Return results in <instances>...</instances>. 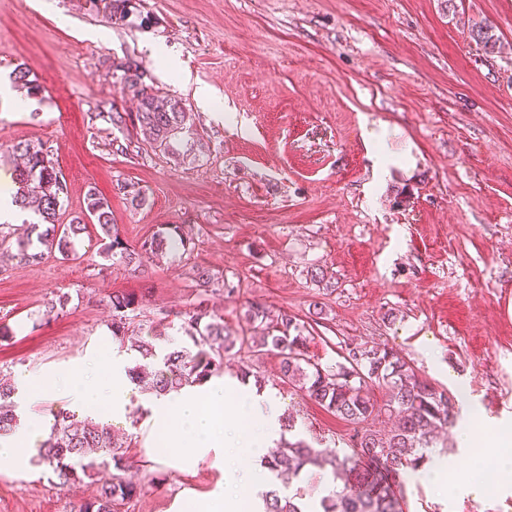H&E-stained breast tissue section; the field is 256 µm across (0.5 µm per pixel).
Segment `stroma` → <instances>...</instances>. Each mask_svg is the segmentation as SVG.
I'll list each match as a JSON object with an SVG mask.
<instances>
[{
    "instance_id": "obj_1",
    "label": "stroma",
    "mask_w": 512,
    "mask_h": 512,
    "mask_svg": "<svg viewBox=\"0 0 512 512\" xmlns=\"http://www.w3.org/2000/svg\"><path fill=\"white\" fill-rule=\"evenodd\" d=\"M142 9L154 25L108 24L85 0H0V145L50 147L69 188L60 223L81 215L93 188L128 243L187 224L195 250L135 273L101 257L93 228L76 260L48 253L21 264L7 237L0 323L13 335L0 341V377L60 372L103 350L134 365L109 328L115 291L142 297L138 323L170 324L177 342L182 312L201 301L233 329L249 300L300 318L318 301L315 361L387 345L455 397L456 427L474 429L470 448L453 430L440 435L405 478L403 512H512L511 482L480 498L432 482L437 472L453 479L490 440L512 441V0H142ZM477 23L490 26L495 51L472 38ZM123 57L185 104L200 161L146 143L113 153L117 131L102 115L137 105L112 73ZM21 63L41 99L11 84ZM198 86L211 89V110ZM126 184L145 192V207L131 208ZM197 264L237 285L236 297H199ZM315 264L331 288L309 279ZM62 294L64 312L47 314ZM244 364L299 437L349 451L353 425L280 383L275 353L226 361L228 388ZM111 427L128 443L124 476L141 488L119 512H176L177 500L222 480L208 460L172 468L137 410ZM268 486L313 500L335 483L330 468L313 467ZM95 489L49 481L37 466L0 472V512H78Z\"/></svg>"
}]
</instances>
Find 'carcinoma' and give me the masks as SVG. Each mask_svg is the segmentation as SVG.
<instances>
[{
    "label": "carcinoma",
    "instance_id": "carcinoma-1",
    "mask_svg": "<svg viewBox=\"0 0 512 512\" xmlns=\"http://www.w3.org/2000/svg\"><path fill=\"white\" fill-rule=\"evenodd\" d=\"M89 9L103 14L111 24L123 25L132 16L140 25L150 26L153 18L143 14L139 0H88ZM472 37L490 50L497 39L491 27L478 25ZM122 72L124 88L137 98L134 119L126 112H114L107 120L122 128L127 123L146 133L150 145L177 160L194 162L203 154V144L190 137L191 113L184 104L161 96L146 84V73L134 61L113 62ZM13 84L37 98L42 89L28 69L17 66L10 74ZM7 152L22 160L13 171L16 192L12 202L21 211L33 213L26 235L15 239V259L30 263L45 253L57 252L68 259L77 255L76 240L87 232L92 221L101 232L100 255L117 260L125 267L139 270L149 259L168 251L192 254L193 228L167 224L158 228L138 245L125 242L117 232L112 204L95 190L87 192L86 218L76 217L69 224L57 223L68 186L56 167L51 152L44 145L19 141ZM196 287L205 294L221 286L232 296L237 292L230 282L220 280L208 268L194 270ZM142 301L126 292H114L108 306L112 312V337L126 339L138 316ZM247 327L232 331L224 319L203 307V303L184 313L183 332L187 345H170L165 332L155 327L145 338L131 343L138 359L128 370L132 382L155 396L192 383H201L221 372L224 359L241 354L274 352L280 358V380L305 391L307 396L327 412L350 424L359 425L371 417L389 414L399 417L388 432L373 429L356 431L351 452L339 455L333 449L316 448L303 438H284L269 452L266 465L276 476L298 478L309 465H328L333 477L343 486L320 500L319 512H402L400 499L388 480L398 478L424 465L428 449L434 447L436 433L455 422V397L421 378L399 353L382 344L347 349L344 362L322 366L308 354L311 341L306 322L294 315H277L262 303L253 301L243 314ZM385 390L387 399L378 404L372 397L374 388ZM16 387L0 381V435L20 425L12 398ZM123 444L115 440L105 423L83 420L73 411L53 413V423L43 444L39 464L47 467L62 483L94 479L108 467H123ZM140 494L132 482L112 475L98 483L96 495L80 507V512H117V506ZM263 512H303L297 496L272 490L263 496Z\"/></svg>",
    "mask_w": 512,
    "mask_h": 512
}]
</instances>
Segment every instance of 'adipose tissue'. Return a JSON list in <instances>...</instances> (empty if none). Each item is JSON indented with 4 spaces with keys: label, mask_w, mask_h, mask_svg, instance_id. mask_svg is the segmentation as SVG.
Listing matches in <instances>:
<instances>
[{
    "label": "adipose tissue",
    "mask_w": 512,
    "mask_h": 512,
    "mask_svg": "<svg viewBox=\"0 0 512 512\" xmlns=\"http://www.w3.org/2000/svg\"><path fill=\"white\" fill-rule=\"evenodd\" d=\"M20 385L29 402L62 391L71 410L106 421L123 417L141 399L125 362L115 358L105 364L95 356L63 372L28 374ZM148 405L154 412L153 434L173 466L210 457L224 474L223 489L192 501L186 512H242L264 480L263 454L280 438L275 403L211 379L151 398ZM49 425V417L31 415L11 436L0 437V471L36 462Z\"/></svg>",
    "instance_id": "ef3b65f1"
}]
</instances>
